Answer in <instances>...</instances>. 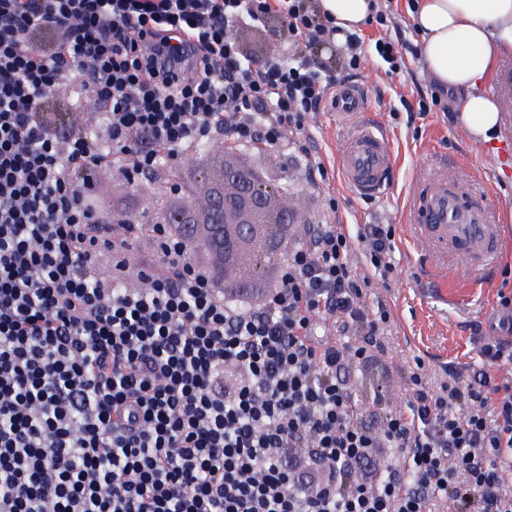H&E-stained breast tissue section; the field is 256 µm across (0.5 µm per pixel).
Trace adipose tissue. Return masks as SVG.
<instances>
[{
  "label": "adipose tissue",
  "mask_w": 512,
  "mask_h": 512,
  "mask_svg": "<svg viewBox=\"0 0 512 512\" xmlns=\"http://www.w3.org/2000/svg\"><path fill=\"white\" fill-rule=\"evenodd\" d=\"M429 76L458 95L469 135L497 139L500 107L484 85L496 63L512 57V0H418L413 16Z\"/></svg>",
  "instance_id": "obj_1"
}]
</instances>
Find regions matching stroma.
I'll use <instances>...</instances> for the list:
<instances>
[{
  "instance_id": "obj_1",
  "label": "stroma",
  "mask_w": 512,
  "mask_h": 512,
  "mask_svg": "<svg viewBox=\"0 0 512 512\" xmlns=\"http://www.w3.org/2000/svg\"><path fill=\"white\" fill-rule=\"evenodd\" d=\"M280 23L271 18L257 27H235L233 36L244 54L263 57L267 46H280ZM385 33L380 25L363 26L367 54L356 83L367 88L366 120L387 135L393 168L385 194L363 197L344 181L337 155L349 134L344 120L322 110L308 120L306 144L324 163L327 181L309 177L303 156L288 150L253 155L252 160L270 181L287 186L288 197L305 222L333 219L358 227L390 224L395 232V268L391 277L373 278L365 305L385 304L391 314L387 351L354 366L356 401L367 406V417L379 422L399 404L410 367L422 359L432 373L445 365L477 368L480 334H491L501 310L500 295L512 297V112L502 115L499 141L469 140L457 112L439 108L422 112L420 96L430 95L435 82L420 56L406 55L401 73L390 75L374 50ZM446 170L463 200L480 198L494 223L503 227L505 255L482 274L452 261L438 267L433 252L417 245L413 226L417 217L409 192L435 168ZM92 176L104 205L116 215L144 218L149 207H162L165 197L156 185L131 186L112 165L95 168ZM338 211H330V199Z\"/></svg>"
}]
</instances>
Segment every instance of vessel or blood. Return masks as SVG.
I'll list each match as a JSON object with an SVG mask.
<instances>
[{"label":"vessel or blood","mask_w":512,"mask_h":512,"mask_svg":"<svg viewBox=\"0 0 512 512\" xmlns=\"http://www.w3.org/2000/svg\"><path fill=\"white\" fill-rule=\"evenodd\" d=\"M365 89L343 86L331 102L336 114L349 120L350 134L337 162L348 185L361 194H377L388 188L392 151L386 136L360 124L356 116L364 111ZM412 206L419 217L416 226L421 239L432 248L447 247L471 270H486L502 250L499 225L493 224L479 200L462 201L455 185L440 176L417 188Z\"/></svg>","instance_id":"b4317fda"}]
</instances>
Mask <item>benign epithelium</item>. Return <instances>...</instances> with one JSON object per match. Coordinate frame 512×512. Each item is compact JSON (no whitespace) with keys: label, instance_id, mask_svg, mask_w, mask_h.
Listing matches in <instances>:
<instances>
[{"label":"benign epithelium","instance_id":"benign-epithelium-1","mask_svg":"<svg viewBox=\"0 0 512 512\" xmlns=\"http://www.w3.org/2000/svg\"><path fill=\"white\" fill-rule=\"evenodd\" d=\"M209 152L221 158L219 169H202L198 178L205 187L224 185V194L190 196L184 206L164 209L148 216L151 223L233 224L234 238L224 239V249L238 243L247 245L234 271L243 281L258 280L272 265L284 258V241L297 234L301 221L295 216L288 195L278 187L256 176L253 170L227 160L228 149L221 144L210 146Z\"/></svg>","mask_w":512,"mask_h":512}]
</instances>
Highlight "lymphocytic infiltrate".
I'll return each mask as SVG.
<instances>
[{"label":"lymphocytic infiltrate","instance_id":"1","mask_svg":"<svg viewBox=\"0 0 512 512\" xmlns=\"http://www.w3.org/2000/svg\"><path fill=\"white\" fill-rule=\"evenodd\" d=\"M271 16L287 57H246L231 29ZM325 42L340 68L308 56ZM363 44L318 0H0V512H512L511 298L482 368L416 361L375 427L350 371L385 350L363 295L390 225H304L245 288L222 228L206 249L94 203L101 162L292 143ZM73 82L105 135L44 111Z\"/></svg>","mask_w":512,"mask_h":512}]
</instances>
